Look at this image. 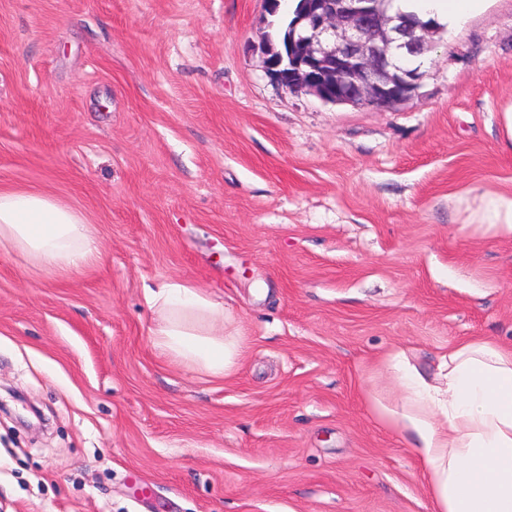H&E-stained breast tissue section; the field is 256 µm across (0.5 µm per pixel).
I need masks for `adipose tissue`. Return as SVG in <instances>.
Returning a JSON list of instances; mask_svg holds the SVG:
<instances>
[{"mask_svg":"<svg viewBox=\"0 0 512 512\" xmlns=\"http://www.w3.org/2000/svg\"><path fill=\"white\" fill-rule=\"evenodd\" d=\"M485 0H392L390 12L454 26L481 12ZM470 222L482 235L512 236V194L487 191ZM46 271H73L96 260L89 224L47 195L0 191V247ZM157 313L154 347L213 377L226 375L240 343L224 333V309L203 286L168 282L148 291ZM385 363L396 371L399 400L373 399L385 425L403 429L429 475L438 512H512V343L488 337L448 350L442 384L429 383L403 352Z\"/></svg>","mask_w":512,"mask_h":512,"instance_id":"adipose-tissue-1","label":"adipose tissue"}]
</instances>
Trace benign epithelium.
I'll return each instance as SVG.
<instances>
[{
    "mask_svg": "<svg viewBox=\"0 0 512 512\" xmlns=\"http://www.w3.org/2000/svg\"><path fill=\"white\" fill-rule=\"evenodd\" d=\"M300 2L287 44L264 47L266 72L278 87L380 111L416 97L422 73L396 66L394 57L429 51L433 23L391 15L387 0Z\"/></svg>",
    "mask_w": 512,
    "mask_h": 512,
    "instance_id": "benign-epithelium-1",
    "label": "benign epithelium"
}]
</instances>
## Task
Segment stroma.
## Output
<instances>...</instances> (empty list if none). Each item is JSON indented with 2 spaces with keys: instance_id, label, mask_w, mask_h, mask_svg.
I'll return each mask as SVG.
<instances>
[{
  "instance_id": "1",
  "label": "stroma",
  "mask_w": 512,
  "mask_h": 512,
  "mask_svg": "<svg viewBox=\"0 0 512 512\" xmlns=\"http://www.w3.org/2000/svg\"><path fill=\"white\" fill-rule=\"evenodd\" d=\"M263 0H0V189L79 210L99 264L0 248V512H437L387 354L430 381L512 342V0L440 30L395 110L279 89ZM196 283L242 353L152 345L146 287ZM481 200L482 206L465 228L481 235L512 236V194L487 191Z\"/></svg>"
}]
</instances>
